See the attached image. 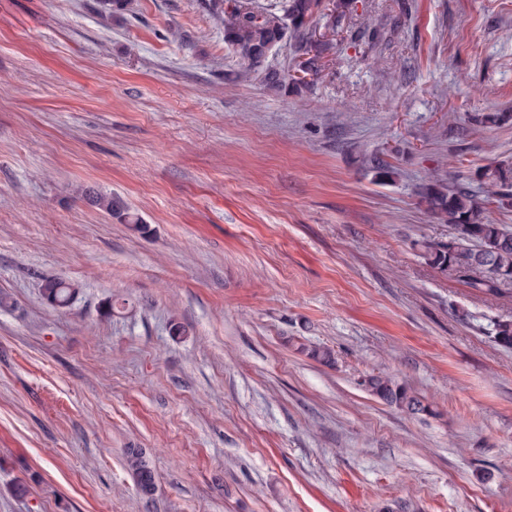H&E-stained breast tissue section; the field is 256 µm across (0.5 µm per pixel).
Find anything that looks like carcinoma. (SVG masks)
Returning a JSON list of instances; mask_svg holds the SVG:
<instances>
[{
	"mask_svg": "<svg viewBox=\"0 0 512 512\" xmlns=\"http://www.w3.org/2000/svg\"><path fill=\"white\" fill-rule=\"evenodd\" d=\"M224 25V42L243 65L238 78L254 74L261 76L270 89H280L288 83L290 70L267 65L270 50L288 38L293 56L304 60L307 70L319 69L320 45L309 33L310 21L322 13V0H288L284 14L273 4L259 0H214ZM512 186L504 167H489L484 173L480 192L461 184L433 180L420 187V195L428 209L442 223L452 227L446 240H425L421 244L423 258L439 272L457 278L475 291L494 296L500 285L512 282V229L497 224L490 217L484 202L507 196ZM87 201L110 216L129 224L140 225L130 216L125 204L117 197L84 191ZM40 292L55 309L72 306L78 288L60 279L44 277ZM495 345L512 350V318L494 319L484 328ZM298 352L323 364L335 363L334 352L327 347L302 344ZM364 389L383 403L400 412L417 417L434 414L431 405L411 386L380 372L366 377ZM127 463L134 476L137 490L149 499L155 491L154 471L143 453L135 448L127 451Z\"/></svg>",
	"mask_w": 512,
	"mask_h": 512,
	"instance_id": "cac0c4a2",
	"label": "carcinoma"
}]
</instances>
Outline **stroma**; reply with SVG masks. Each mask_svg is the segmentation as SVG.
Masks as SVG:
<instances>
[{
    "label": "stroma",
    "mask_w": 512,
    "mask_h": 512,
    "mask_svg": "<svg viewBox=\"0 0 512 512\" xmlns=\"http://www.w3.org/2000/svg\"><path fill=\"white\" fill-rule=\"evenodd\" d=\"M310 31L318 75L271 90L209 0H0V512H512V350L481 330L512 289L426 263L450 229L418 194L512 166V0H350ZM87 201L97 209L107 213L111 217H117L120 220L126 221L128 224H135L134 226L139 229L141 221L138 217L135 219L130 216V213L125 204L118 197L112 195L97 193L91 189L84 191ZM73 284L60 278H42L40 292L43 299L55 309H66L72 306L79 291ZM364 380H368V384L362 381L361 385L370 395L408 416L434 413L431 405L414 388L387 373L372 374ZM127 463L134 476L137 490L146 499H150L155 491L154 471L143 453L135 448L127 451Z\"/></svg>",
    "instance_id": "obj_1"
}]
</instances>
